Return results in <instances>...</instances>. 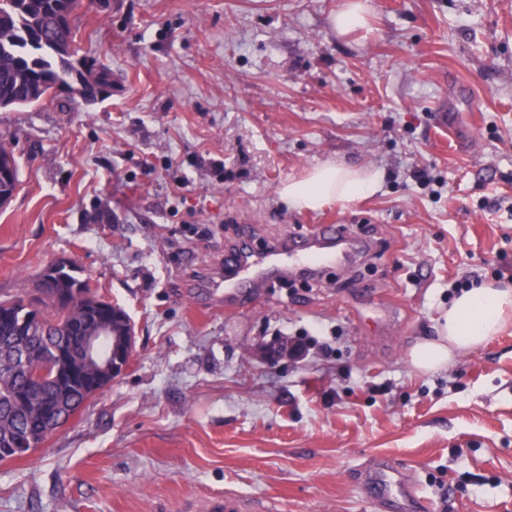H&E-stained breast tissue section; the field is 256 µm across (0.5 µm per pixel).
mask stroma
Listing matches in <instances>:
<instances>
[{
    "label": "stroma",
    "instance_id": "obj_1",
    "mask_svg": "<svg viewBox=\"0 0 512 512\" xmlns=\"http://www.w3.org/2000/svg\"><path fill=\"white\" fill-rule=\"evenodd\" d=\"M88 0L76 45L121 81L88 104L0 109L20 185L0 206V299L65 258L134 331L127 369L30 455L0 512H386L394 459L436 512H512V328L424 374L418 341L473 281H512V0ZM328 160L382 189L295 211L279 186ZM439 180L420 185L416 171ZM368 243L310 282L213 304L224 250ZM300 342L301 355L267 350ZM365 21V7L362 2H347L345 8L341 9L334 19L336 30L345 34L361 25ZM211 512H275L276 507L271 503L264 507H255L254 504L230 492L224 496L214 497L209 503Z\"/></svg>",
    "mask_w": 512,
    "mask_h": 512
}]
</instances>
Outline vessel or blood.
I'll use <instances>...</instances> for the list:
<instances>
[{
  "label": "vessel or blood",
  "mask_w": 512,
  "mask_h": 512,
  "mask_svg": "<svg viewBox=\"0 0 512 512\" xmlns=\"http://www.w3.org/2000/svg\"><path fill=\"white\" fill-rule=\"evenodd\" d=\"M340 236L338 226L327 224L314 241H295L263 250H251L240 244L232 246L224 256V266L231 274L230 279L222 283L225 304L249 303L259 284L265 282L271 272L284 274L297 266L325 262L321 242L333 241ZM368 486L377 497L387 500L395 512H432V503L420 494L416 485L404 480L400 466L391 459L381 457L372 462ZM209 508L211 512H275L274 506L257 507L230 492L214 497Z\"/></svg>",
  "instance_id": "b4317fda"
}]
</instances>
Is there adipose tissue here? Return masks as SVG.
<instances>
[{
    "label": "adipose tissue",
    "instance_id": "ef3b65f1",
    "mask_svg": "<svg viewBox=\"0 0 512 512\" xmlns=\"http://www.w3.org/2000/svg\"><path fill=\"white\" fill-rule=\"evenodd\" d=\"M380 188L379 172L336 161L283 183L278 193L291 209L315 211L330 203L350 204L371 197ZM511 322L512 283L483 282L463 290L442 314L437 336L411 348V366L421 373L449 367L458 354L483 345Z\"/></svg>",
    "mask_w": 512,
    "mask_h": 512
}]
</instances>
